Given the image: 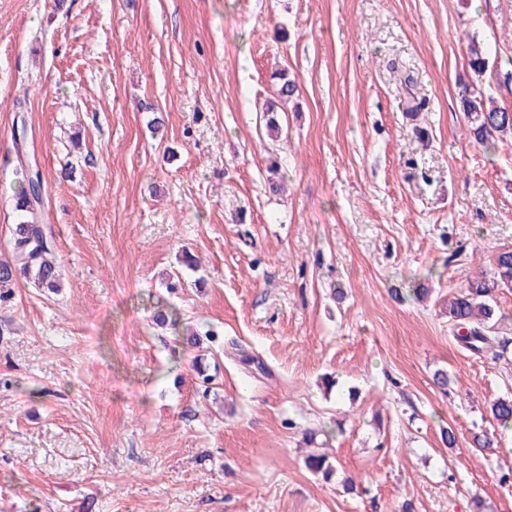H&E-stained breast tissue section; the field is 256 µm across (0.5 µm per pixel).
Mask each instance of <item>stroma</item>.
I'll return each instance as SVG.
<instances>
[{
    "instance_id": "obj_1",
    "label": "stroma",
    "mask_w": 512,
    "mask_h": 512,
    "mask_svg": "<svg viewBox=\"0 0 512 512\" xmlns=\"http://www.w3.org/2000/svg\"><path fill=\"white\" fill-rule=\"evenodd\" d=\"M473 38L512 106V0H0V259L31 162L62 274L0 304V512H512V351L447 313L512 249ZM491 97L476 84L463 82L461 100L463 116L473 139L486 148H494L496 141L512 134V110L495 105Z\"/></svg>"
}]
</instances>
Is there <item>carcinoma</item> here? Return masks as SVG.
Returning <instances> with one entry per match:
<instances>
[{
	"mask_svg": "<svg viewBox=\"0 0 512 512\" xmlns=\"http://www.w3.org/2000/svg\"><path fill=\"white\" fill-rule=\"evenodd\" d=\"M468 65L477 78L488 66L486 53L473 41L468 46ZM278 79V98L283 102L292 99L298 92L297 81L284 73L279 74ZM461 100L466 125L478 144L493 148L497 140L512 134V109L494 104L476 84L462 83ZM17 174L21 183L16 196L20 221L14 225L10 244L21 265L0 260V301L11 298L13 288L23 279L44 292L56 293L62 288L53 240L39 223L41 173L22 165ZM503 288H512L511 250L499 252L489 271L470 279L448 299V322L455 332V339L468 350L493 359L503 356L512 345V336L499 335L502 317L497 313L496 293ZM490 414L500 427H512V396L493 400ZM305 464L315 474L321 472L327 476L331 473V465L323 454L310 453Z\"/></svg>",
	"mask_w": 512,
	"mask_h": 512,
	"instance_id": "cac0c4a2",
	"label": "carcinoma"
}]
</instances>
